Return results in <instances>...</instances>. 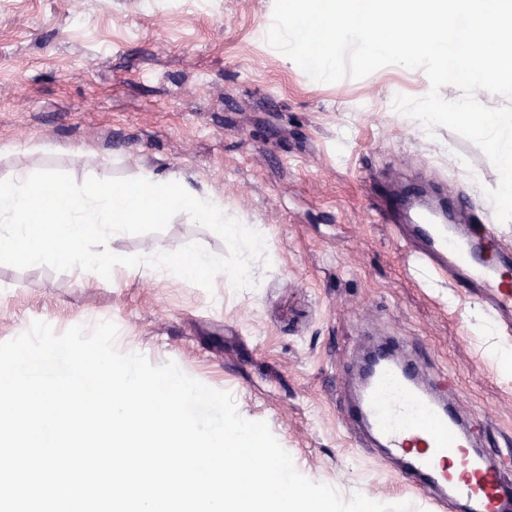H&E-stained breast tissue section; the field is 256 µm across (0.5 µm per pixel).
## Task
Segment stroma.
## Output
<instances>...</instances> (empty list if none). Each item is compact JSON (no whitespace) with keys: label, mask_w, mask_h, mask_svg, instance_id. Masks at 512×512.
<instances>
[{"label":"stroma","mask_w":512,"mask_h":512,"mask_svg":"<svg viewBox=\"0 0 512 512\" xmlns=\"http://www.w3.org/2000/svg\"><path fill=\"white\" fill-rule=\"evenodd\" d=\"M274 0H0V180L25 166L76 182L143 169L181 174L222 197L228 216L259 225L266 258L256 286L207 291L170 274L115 267L0 265V342L49 323L56 333L109 320L116 347L230 392L263 421L296 468L342 497L406 502L435 512L395 465L341 415L362 352L394 341L423 353L438 397L441 374L478 444L512 439V375L489 356L512 350L497 318L407 255L391 225L374 223L381 185L442 196L454 223L493 211L499 174L482 150L393 108L420 98L423 71L389 65L361 79L311 80L266 34ZM224 242L186 217L159 233L124 235L111 250Z\"/></svg>","instance_id":"obj_1"}]
</instances>
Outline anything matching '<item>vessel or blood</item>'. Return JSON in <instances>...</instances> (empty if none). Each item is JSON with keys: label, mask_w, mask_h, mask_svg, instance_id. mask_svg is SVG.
Listing matches in <instances>:
<instances>
[{"label": "vessel or blood", "mask_w": 512, "mask_h": 512, "mask_svg": "<svg viewBox=\"0 0 512 512\" xmlns=\"http://www.w3.org/2000/svg\"><path fill=\"white\" fill-rule=\"evenodd\" d=\"M419 246L410 253L422 265L468 295L483 299L512 333V256L484 215H475L461 234L436 220L426 209L410 216ZM392 344H384L383 361L369 388L346 403L347 420L364 427L387 457L400 461V477L409 487L431 493L440 507L461 512H512V446L490 450L476 446L453 403L433 399L411 381L414 363L390 360Z\"/></svg>", "instance_id": "b4317fda"}]
</instances>
